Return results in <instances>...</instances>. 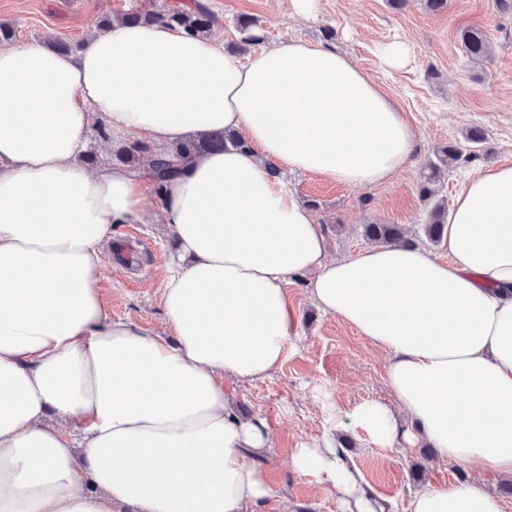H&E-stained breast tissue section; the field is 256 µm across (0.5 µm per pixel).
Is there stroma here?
<instances>
[{"instance_id": "1", "label": "stroma", "mask_w": 512, "mask_h": 512, "mask_svg": "<svg viewBox=\"0 0 512 512\" xmlns=\"http://www.w3.org/2000/svg\"><path fill=\"white\" fill-rule=\"evenodd\" d=\"M143 0H0V23L15 29L19 42L62 39L79 44L101 21L114 18ZM214 24L211 39L239 58L253 53L243 44L240 20H256L266 43L304 40L346 53L397 106L415 134L411 159L391 180L350 187L315 173H290L285 180L299 200H315L314 215L323 226L331 257L369 247L365 225L399 224L413 235L423 226L433 202L421 197L419 184L437 150L457 145L463 159L444 169L436 184L438 198L451 203L461 183L483 167L512 164V0H448L447 9L429 11L423 0H407L392 9L388 0H319L315 15H297L288 0H206ZM481 29L489 53L480 61L466 55L460 33ZM399 42L408 51L399 66L384 65L378 50ZM485 134L479 149L466 140L469 129ZM110 266L99 284L102 302L115 319H127L166 331L162 293L173 263L174 243L162 220L116 224L104 246ZM307 275L289 287L298 334L286 362L269 377L224 380L245 418L271 429L272 451L266 458L274 495L262 512H342L334 492L295 473L292 448L322 433L325 417L314 396L328 389L344 410L375 399L390 401L388 361L373 353L366 340L338 317L318 310L306 294ZM348 463L371 491L384 499L407 497L417 487L460 485L482 480L498 495L503 512H512V494L504 480L479 464L444 465L430 448L385 450L358 431L336 436Z\"/></svg>"}]
</instances>
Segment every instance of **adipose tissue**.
<instances>
[{
    "label": "adipose tissue",
    "instance_id": "adipose-tissue-1",
    "mask_svg": "<svg viewBox=\"0 0 512 512\" xmlns=\"http://www.w3.org/2000/svg\"><path fill=\"white\" fill-rule=\"evenodd\" d=\"M162 151L231 131L245 148L182 161L161 211L180 262L168 335L112 318L103 243L149 218V171L82 163L89 135ZM414 133L348 55L288 40L247 60L179 29L113 22L78 54L0 46V512H258L274 490L268 426L234 411L225 376L261 380L293 346L288 286L389 358L391 402L327 425L294 469L347 512H502L484 485L424 486L406 509L374 496L339 427L379 448H434L512 479V164L456 193L440 241L329 257L312 211L273 176L366 187L407 162Z\"/></svg>",
    "mask_w": 512,
    "mask_h": 512
}]
</instances>
